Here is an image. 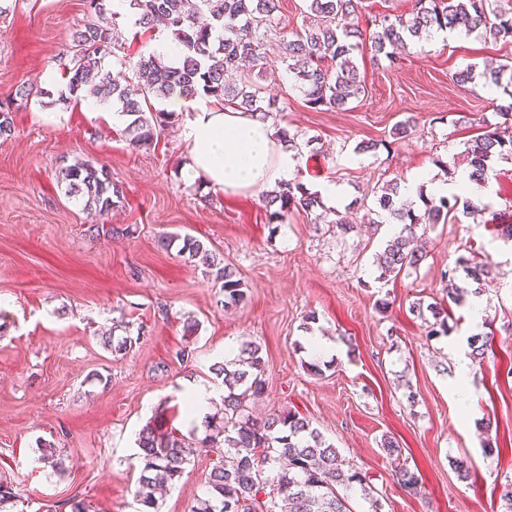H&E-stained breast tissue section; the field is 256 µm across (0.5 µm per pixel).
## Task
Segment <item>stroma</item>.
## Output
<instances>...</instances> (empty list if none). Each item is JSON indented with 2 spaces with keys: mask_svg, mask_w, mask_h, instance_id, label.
<instances>
[{
  "mask_svg": "<svg viewBox=\"0 0 512 512\" xmlns=\"http://www.w3.org/2000/svg\"><path fill=\"white\" fill-rule=\"evenodd\" d=\"M83 0H16L0 21V99L16 102L13 131L0 139V478L11 481L20 512H46L72 496L90 512H139L136 439L146 424L186 431L185 393L223 388L211 366L222 345H260L266 388L255 411L301 412L346 462L366 473L381 512H505L500 492L512 480V156L491 164L492 202L482 215L455 207L447 223L428 226L424 260L393 279L376 278L374 260L393 234L382 224L339 237L314 213L270 217L265 191L212 192L188 179L178 127L150 149L135 150L124 120L90 115L82 100L60 102L64 55L86 23ZM512 66V42L475 31L437 42L415 41L401 67L373 62L370 45L354 53L365 88L347 110L309 109L285 70L262 78L276 102L270 121L296 134V179L318 191L343 185L341 213L361 222L379 186L433 171L440 180L464 166L468 140L498 123L512 99L458 86L453 76L486 61ZM55 113L46 123L41 113ZM414 119L412 134L394 126ZM362 142L375 150L357 153ZM105 166L124 201L93 216L59 187L60 167ZM205 242L248 286L245 304L224 310L220 286L160 241L172 233ZM490 255L495 279L481 295L484 318L472 325L469 302L444 297L442 275L459 257ZM442 302L448 335L429 337L414 303ZM315 323H307V314ZM197 321L186 334L187 321ZM130 336L112 354L102 332ZM316 332L337 346L322 375L306 368ZM493 351L472 363L471 408L460 410L455 376L472 334ZM193 356L178 362L175 351ZM394 437L400 455L381 441ZM61 452L63 472L41 459ZM495 444L485 452V444ZM464 461L470 476L454 468ZM418 470L410 494L396 466ZM212 461L192 457L159 501V512H192L205 497Z\"/></svg>",
  "mask_w": 512,
  "mask_h": 512,
  "instance_id": "obj_1",
  "label": "stroma"
}]
</instances>
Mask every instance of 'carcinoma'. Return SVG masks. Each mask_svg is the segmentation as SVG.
<instances>
[{
    "label": "carcinoma",
    "instance_id": "obj_1",
    "mask_svg": "<svg viewBox=\"0 0 512 512\" xmlns=\"http://www.w3.org/2000/svg\"><path fill=\"white\" fill-rule=\"evenodd\" d=\"M107 2L85 0L89 20L74 36L67 66L68 94L62 100L78 99L85 86H93L99 103L127 117L123 133L134 148L150 147L161 130L178 121L176 113L153 105L175 91L258 112L264 119L272 114L275 102L265 101L257 82L246 78L230 83L226 73L246 59L260 70L265 68L263 49L275 31L279 0H129L141 32L167 28L181 52L176 66L151 53L139 54L133 66L137 79L134 92L123 71L128 54L121 53L120 13L108 8ZM307 2L311 21L304 33L283 41V62L308 107L316 111L344 110L361 95L352 54L366 40L375 59L383 57L391 66L399 63L398 52L407 48L409 41L435 29L454 31L461 27L468 35L482 28L496 41L512 42V8L503 7L502 0H413L408 17L385 15L371 30L348 22L359 18L361 0ZM109 56L117 60L121 70L114 73L105 69L104 60ZM478 78L502 88L512 99V69L508 66L487 62L483 71L466 68L455 74L454 81L464 87ZM32 94L33 90L25 89L16 92L14 98L0 100V138L11 136L15 98L27 100ZM498 115L502 122L470 140L465 148L469 178L474 182L486 181L494 157L512 154V102L502 106ZM62 181L69 198L100 216L111 213L124 199L122 188L112 182L103 167L70 165ZM419 198L425 205L422 215L415 214L412 202L401 197L398 183L391 181L382 187L376 208L368 210V221L373 224L387 218L401 225L376 256L377 279L387 280L406 268L417 267L423 260L417 246L418 226L448 220L453 209L448 197H429L421 189ZM268 204L278 205L271 218L282 219L293 209L311 212L321 201L318 193L293 181L279 184L268 196ZM180 252L191 263L201 262L205 276L221 284L224 308H235L246 300L247 284L202 241L187 236ZM456 265L476 287L457 284L454 268L444 272L448 299L453 302L467 294L480 295L483 286L493 280L494 263L489 257H461ZM426 310L434 319L427 324V335L447 334L442 304L425 306L418 302L413 306L420 318ZM265 369L262 348L254 343L242 345L233 359L213 365L214 373L223 377L224 409L205 417L201 438L196 428L186 436L174 429L162 432L151 424L142 427L136 440L141 469L135 490L143 506L141 512H158V490L181 478L191 456L200 451L215 455V459L207 479V496L197 501L192 512H352L351 492L355 490L372 512H380L366 476L346 465L337 448L307 417L288 411L258 419L249 412V400L265 392ZM395 477L405 492H417L421 481L417 471L402 465L395 470ZM16 498L13 485L0 480V512H13Z\"/></svg>",
    "mask_w": 512,
    "mask_h": 512
}]
</instances>
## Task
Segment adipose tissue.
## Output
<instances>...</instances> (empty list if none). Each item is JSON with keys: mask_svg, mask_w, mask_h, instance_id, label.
I'll list each match as a JSON object with an SVG mask.
<instances>
[{"mask_svg": "<svg viewBox=\"0 0 512 512\" xmlns=\"http://www.w3.org/2000/svg\"><path fill=\"white\" fill-rule=\"evenodd\" d=\"M181 138L185 172L221 193L255 192L295 177L298 155L282 149L277 133L260 114L226 108L209 99L185 100Z\"/></svg>", "mask_w": 512, "mask_h": 512, "instance_id": "obj_1", "label": "adipose tissue"}]
</instances>
